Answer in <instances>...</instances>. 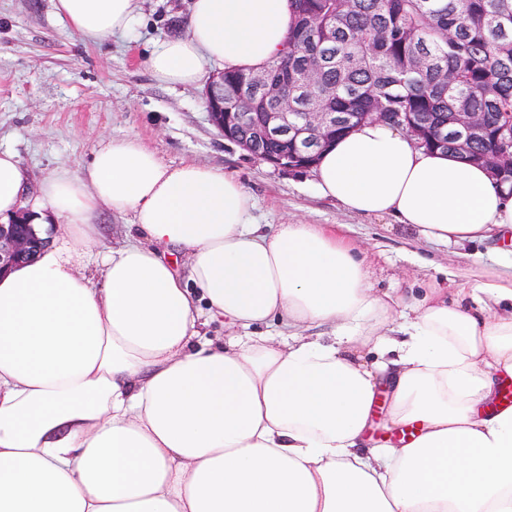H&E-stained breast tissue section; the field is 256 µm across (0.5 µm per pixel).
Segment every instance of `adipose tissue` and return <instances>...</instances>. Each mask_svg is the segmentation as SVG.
Instances as JSON below:
<instances>
[{
    "label": "adipose tissue",
    "mask_w": 512,
    "mask_h": 512,
    "mask_svg": "<svg viewBox=\"0 0 512 512\" xmlns=\"http://www.w3.org/2000/svg\"><path fill=\"white\" fill-rule=\"evenodd\" d=\"M83 42L135 35L137 0H56ZM289 0H192L147 58L160 85L214 64L256 70L286 46ZM313 187L347 211L445 242L512 232L487 170L367 122ZM223 169L170 166L132 136L29 194L0 149V221L47 245L0 277V512H512V254L454 290L380 294L335 224L252 221ZM130 217L103 244V212ZM224 329L208 337L209 327ZM319 335H312V328ZM419 425L410 443L371 444Z\"/></svg>",
    "instance_id": "ef3b65f1"
}]
</instances>
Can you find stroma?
I'll return each mask as SVG.
<instances>
[{
  "mask_svg": "<svg viewBox=\"0 0 512 512\" xmlns=\"http://www.w3.org/2000/svg\"><path fill=\"white\" fill-rule=\"evenodd\" d=\"M192 0H138L135 36L86 44L56 15L55 0H0V147L15 151L31 185L88 160L101 141L141 138L168 164L219 167L253 194L261 224H343L374 288L435 282L441 269L494 266L497 240L444 244L390 218L348 212L319 197L312 174L249 155L211 124L204 86L170 89L151 77L152 46L182 32Z\"/></svg>",
  "mask_w": 512,
  "mask_h": 512,
  "instance_id": "obj_1",
  "label": "stroma"
}]
</instances>
